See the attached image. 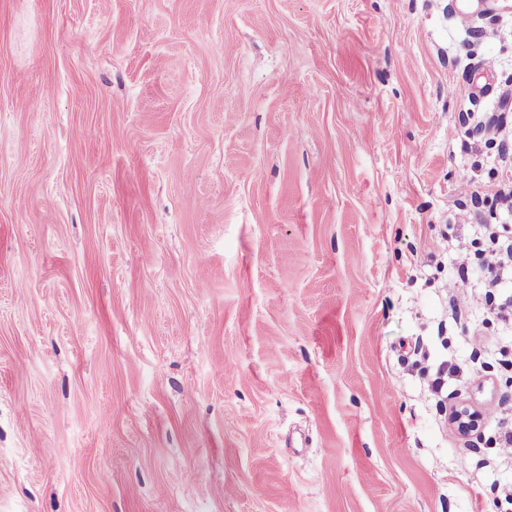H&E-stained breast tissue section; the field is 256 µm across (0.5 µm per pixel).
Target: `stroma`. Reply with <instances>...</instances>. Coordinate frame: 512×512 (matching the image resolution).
I'll return each instance as SVG.
<instances>
[{"label":"stroma","instance_id":"obj_1","mask_svg":"<svg viewBox=\"0 0 512 512\" xmlns=\"http://www.w3.org/2000/svg\"><path fill=\"white\" fill-rule=\"evenodd\" d=\"M502 112L512 0H0V512H512ZM474 255L480 256L479 258H481L484 268L489 274L483 285V288H488L484 293V296H486L488 293H492V289L497 288L500 283L498 276L493 274L494 270H505L509 267L512 270V247L510 249L508 245L504 252H492L490 254L475 253Z\"/></svg>","mask_w":512,"mask_h":512}]
</instances>
